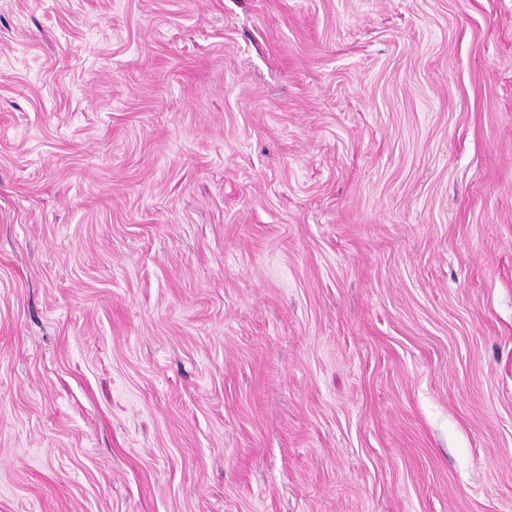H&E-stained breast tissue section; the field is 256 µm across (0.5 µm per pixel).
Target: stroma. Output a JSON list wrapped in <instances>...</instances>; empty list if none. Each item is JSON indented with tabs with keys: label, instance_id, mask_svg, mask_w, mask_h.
<instances>
[{
	"label": "stroma",
	"instance_id": "35a3bbf8",
	"mask_svg": "<svg viewBox=\"0 0 512 512\" xmlns=\"http://www.w3.org/2000/svg\"><path fill=\"white\" fill-rule=\"evenodd\" d=\"M0 512H512V0H0Z\"/></svg>",
	"mask_w": 512,
	"mask_h": 512
}]
</instances>
